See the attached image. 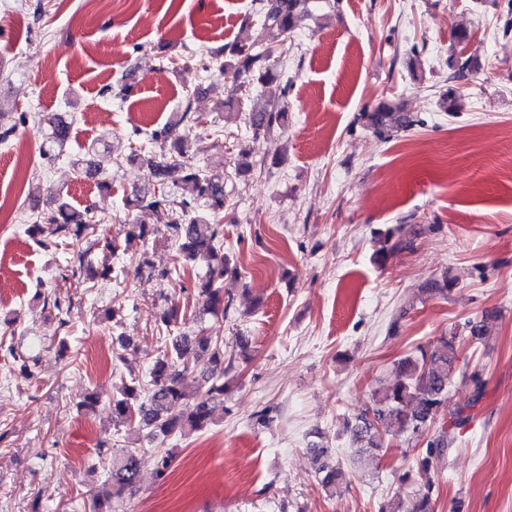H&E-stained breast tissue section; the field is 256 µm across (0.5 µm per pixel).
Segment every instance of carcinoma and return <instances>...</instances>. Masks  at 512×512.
Wrapping results in <instances>:
<instances>
[{"instance_id":"obj_1","label":"carcinoma","mask_w":512,"mask_h":512,"mask_svg":"<svg viewBox=\"0 0 512 512\" xmlns=\"http://www.w3.org/2000/svg\"><path fill=\"white\" fill-rule=\"evenodd\" d=\"M262 23L254 42L248 46L226 44L219 53L202 66L206 73L218 72L234 80L248 79L250 84L263 85L277 79L279 73L275 57L268 54L271 48H282L296 25L299 14L308 11L310 0H261ZM368 125L380 137H388L394 130L414 125L405 112H397L393 105L383 100L366 115ZM288 119V103L262 104L249 113V124L255 132H269L285 124ZM47 125L46 140L41 156L52 163L57 158L56 149L71 137L72 121L63 114L43 118ZM154 150L146 158L131 151L129 158L142 159L148 172L149 188L136 189L127 197L125 205L138 211L169 207L172 220L165 225L169 240L175 246L173 267L159 268L143 250L134 273L147 274L161 281L167 280L173 269L184 272L205 267L204 273L195 274L190 281V291L207 299L208 311L214 316L224 315V288L221 280L228 273H236L231 259L224 254V228L219 215L224 212V171L218 166L200 163L190 154L187 135L170 125L156 129L151 134ZM182 173V181L192 186L196 197L175 199V190L169 184V174ZM100 225L95 223L92 208L80 210L57 196L52 207L42 211L28 224L27 233L47 247L69 244L71 239L90 238L98 235ZM158 229L137 220L122 225L121 233L126 241L148 242ZM381 247L373 256L380 267L388 265L398 253L412 246L403 237L402 229L388 227L379 232ZM119 248L118 237L105 238L99 268L94 276L102 280L115 279L125 270L109 263L106 254L114 255ZM489 316L479 321L468 320L462 330L452 329L440 336L427 348H418V354L407 356L395 365L394 383L373 395L371 411L355 418L350 426L353 457L359 460L364 454L382 449V433L402 434L409 432L415 437L428 435L425 448L414 455L417 472L426 476L425 482L412 500L381 512H434L432 507V482L427 478L430 462L440 456L454 442L452 430L461 427L469 416L457 411L451 421L440 422L442 409L448 404V383L455 372L462 336L479 339L485 335ZM190 321L188 307L173 303L155 314L157 331L186 326ZM193 350L204 358L203 384L197 386L194 371L183 362V355ZM224 396V344L216 336L204 330L181 331L172 340V350L159 356L152 364L150 380L142 385L138 381L125 387L120 398L112 399V413L126 422H136L148 432V436L184 435L205 429L211 420L214 400ZM316 472L321 486L327 491L336 489L342 480L340 465L333 463L329 449L312 448ZM138 448H123L112 455V464L105 473L99 490L90 499L88 512H112V498L121 496L132 488L139 472Z\"/></svg>"}]
</instances>
